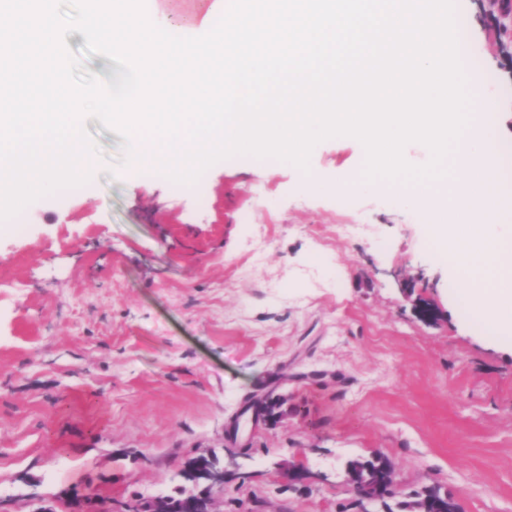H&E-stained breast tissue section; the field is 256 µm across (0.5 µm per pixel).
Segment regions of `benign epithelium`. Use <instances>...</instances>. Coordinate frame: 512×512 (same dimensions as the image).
<instances>
[{
    "instance_id": "7a95c632",
    "label": "benign epithelium",
    "mask_w": 512,
    "mask_h": 512,
    "mask_svg": "<svg viewBox=\"0 0 512 512\" xmlns=\"http://www.w3.org/2000/svg\"><path fill=\"white\" fill-rule=\"evenodd\" d=\"M234 466L233 457L217 461L213 453L206 452L187 460L183 473L192 478L193 489L173 500L171 496L158 493L148 497H136L132 500L129 512H219L220 497L224 495V486L229 468ZM377 469L382 478L369 482L370 472H365L358 463L347 467L348 482L356 495L366 501H380L394 489L395 480L391 475L390 463L381 460ZM69 512H95L93 497L73 492L67 499Z\"/></svg>"
}]
</instances>
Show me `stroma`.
<instances>
[{
    "label": "stroma",
    "instance_id": "obj_1",
    "mask_svg": "<svg viewBox=\"0 0 512 512\" xmlns=\"http://www.w3.org/2000/svg\"><path fill=\"white\" fill-rule=\"evenodd\" d=\"M455 6L466 67L512 84L498 0ZM86 127L92 180L0 229V512L74 490L125 512L210 450L237 463L221 512H410L429 487L512 512V340L471 320L392 182L330 191L362 177L357 141L320 142L305 171L235 156L134 185L121 137ZM376 456L384 504L346 481ZM377 469L383 475L374 483H369L371 472L367 470L363 473V469L359 466L358 461L352 462L347 467L348 482L352 490L361 500L380 501L388 496L394 489L395 480L391 475V466L388 461L382 459Z\"/></svg>",
    "mask_w": 512,
    "mask_h": 512
}]
</instances>
